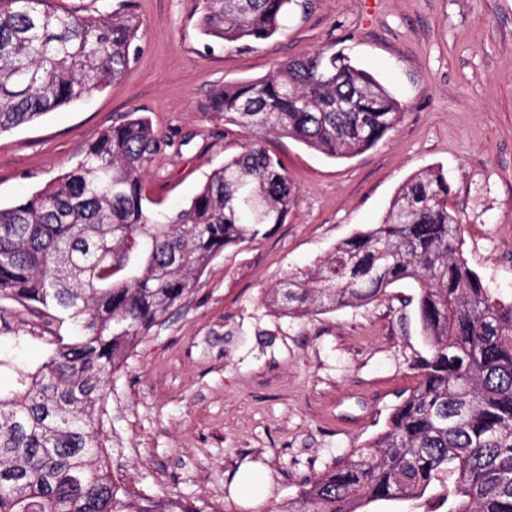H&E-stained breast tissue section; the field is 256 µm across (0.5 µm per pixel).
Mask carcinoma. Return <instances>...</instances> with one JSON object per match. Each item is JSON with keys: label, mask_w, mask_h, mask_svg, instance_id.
Here are the masks:
<instances>
[{"label": "carcinoma", "mask_w": 512, "mask_h": 512, "mask_svg": "<svg viewBox=\"0 0 512 512\" xmlns=\"http://www.w3.org/2000/svg\"><path fill=\"white\" fill-rule=\"evenodd\" d=\"M198 2L202 34L224 45L265 41L309 4ZM139 29L123 4L79 16L50 0H0V133L120 82ZM208 110L254 139L184 206L147 205L144 177L160 138L132 112L67 172L0 208V300L71 331L0 394V512H219L135 493L112 475L100 413L112 374L224 249L284 222L295 190L264 140L348 159L395 128L401 105L329 43L265 78L224 85ZM449 194L442 170L413 174L381 223L269 289L273 306L299 318L366 305L412 280L419 295L403 303L416 304L430 347L383 430L272 512H360L430 488L438 492L425 512H512V300L492 295L464 259Z\"/></svg>", "instance_id": "cac0c4a2"}]
</instances>
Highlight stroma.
<instances>
[{
	"label": "stroma",
	"mask_w": 512,
	"mask_h": 512,
	"mask_svg": "<svg viewBox=\"0 0 512 512\" xmlns=\"http://www.w3.org/2000/svg\"><path fill=\"white\" fill-rule=\"evenodd\" d=\"M134 2L140 53L122 81L0 134V206L73 167L134 110L162 140L147 194L163 209L189 202L252 138L208 112L211 94L331 41L403 108L393 131L349 159L268 139L295 189L285 222L226 248L107 387L106 448L118 479L218 512H269L379 433L428 353L415 306L400 303L418 294L416 282L362 307L293 318L266 300L287 273L379 223L411 175L438 167L465 226L464 257L512 299V0H311L270 40L212 48L196 0ZM58 334L45 317L0 305V358L15 366L39 365ZM257 472L268 478L265 499L247 509L233 487Z\"/></svg>",
	"instance_id": "stroma-1"
}]
</instances>
